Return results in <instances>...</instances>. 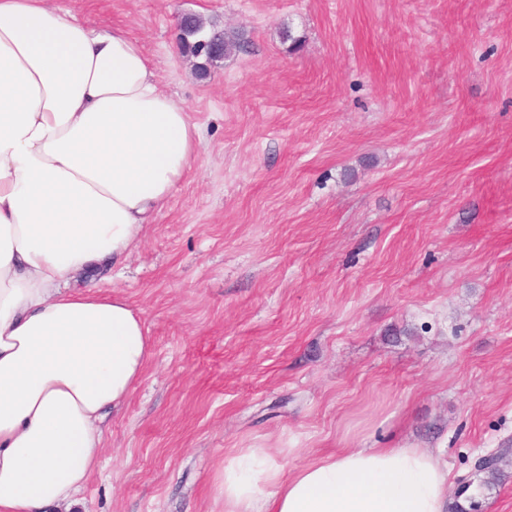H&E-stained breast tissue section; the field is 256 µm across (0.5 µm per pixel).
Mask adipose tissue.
Returning <instances> with one entry per match:
<instances>
[{"mask_svg":"<svg viewBox=\"0 0 512 512\" xmlns=\"http://www.w3.org/2000/svg\"><path fill=\"white\" fill-rule=\"evenodd\" d=\"M201 142L124 30L0 0V512H72L100 469L101 424L153 346L124 296L76 279L127 257ZM286 458L235 449L224 512H448V470L423 448Z\"/></svg>","mask_w":512,"mask_h":512,"instance_id":"adipose-tissue-1","label":"adipose tissue"}]
</instances>
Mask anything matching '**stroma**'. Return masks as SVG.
<instances>
[{"mask_svg":"<svg viewBox=\"0 0 512 512\" xmlns=\"http://www.w3.org/2000/svg\"><path fill=\"white\" fill-rule=\"evenodd\" d=\"M125 29L201 164L112 280L154 346L77 512H224L233 448L415 445L512 512V0H59ZM242 32L195 69L177 21Z\"/></svg>","mask_w":512,"mask_h":512,"instance_id":"35a3bbf8","label":"stroma"}]
</instances>
